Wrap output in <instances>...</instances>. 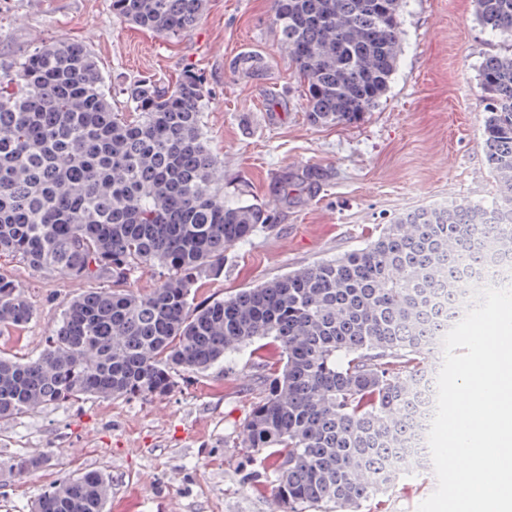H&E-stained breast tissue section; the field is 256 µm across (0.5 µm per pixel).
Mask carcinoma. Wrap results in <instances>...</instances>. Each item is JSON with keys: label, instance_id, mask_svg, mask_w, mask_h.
Instances as JSON below:
<instances>
[{"label": "carcinoma", "instance_id": "carcinoma-1", "mask_svg": "<svg viewBox=\"0 0 512 512\" xmlns=\"http://www.w3.org/2000/svg\"><path fill=\"white\" fill-rule=\"evenodd\" d=\"M208 0H112V14L159 37L192 31ZM404 0H273L281 47L314 125H350L378 106L402 55ZM479 24L512 37V0H474ZM486 157L498 197L404 213L365 247L316 261L211 303H194L204 271L271 228L317 169L290 175L266 204L224 202V157L204 132L205 96L190 70L159 88H118L116 112L79 40L50 42L0 70V257L107 288L73 298L40 354L0 355V420L57 401L160 397L176 375L203 372L272 338L279 366L263 380L239 447L273 459L239 468L272 488L280 512H360L403 473L427 468L443 338L475 268L512 286V51L480 69ZM139 266L162 270L148 293ZM32 309L0 274V326ZM433 358L431 363L425 357ZM43 458H20L19 475ZM100 471L67 475L33 512H105Z\"/></svg>", "mask_w": 512, "mask_h": 512}]
</instances>
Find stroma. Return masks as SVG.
<instances>
[{
    "instance_id": "35a3bbf8",
    "label": "stroma",
    "mask_w": 512,
    "mask_h": 512,
    "mask_svg": "<svg viewBox=\"0 0 512 512\" xmlns=\"http://www.w3.org/2000/svg\"><path fill=\"white\" fill-rule=\"evenodd\" d=\"M112 0H0V65L41 43L85 41L106 87L152 78L200 75L204 130L224 156L225 201L265 203L283 178L308 168L316 192L275 210L273 229L231 247L218 275L202 276L196 302L363 248L379 225L408 211L492 197L496 184L484 150L479 81L484 58L512 44L479 26L473 0H407L403 53L379 105L352 125L314 126L295 68L281 48L272 0H208L189 33L163 39L112 15ZM259 59L242 70L240 53ZM33 309L19 327H0V354L38 355L65 303L83 280L53 276L0 259ZM277 343L246 347L174 390L149 400L89 398L52 403L0 422V512H30L64 473L98 470L112 482L106 512H278L272 490L243 487L237 469L243 423L258 400L261 365L275 363ZM53 450L49 465L20 479L10 459ZM433 470L400 478L390 512H417L436 488Z\"/></svg>"
}]
</instances>
